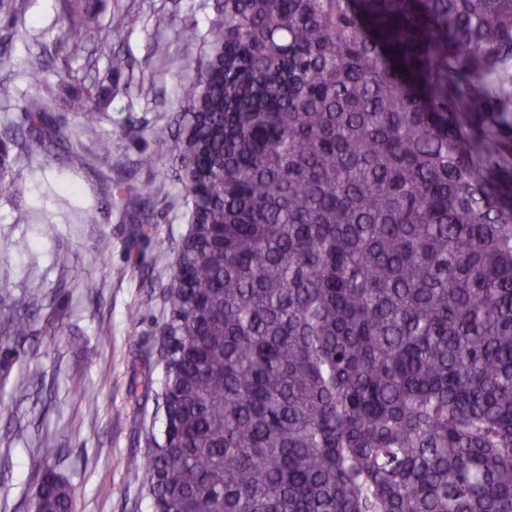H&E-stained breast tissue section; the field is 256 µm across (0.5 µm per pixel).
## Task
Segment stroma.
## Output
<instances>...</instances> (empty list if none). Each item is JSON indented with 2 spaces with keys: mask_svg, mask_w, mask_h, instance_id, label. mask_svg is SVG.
<instances>
[{
  "mask_svg": "<svg viewBox=\"0 0 512 512\" xmlns=\"http://www.w3.org/2000/svg\"><path fill=\"white\" fill-rule=\"evenodd\" d=\"M100 2V31L65 61L53 44L63 0H0V45L9 49L0 65V140L11 153L20 150L13 136L36 97L21 70L37 56L51 82L67 68L111 89L101 124L80 136L85 151L99 136L125 137L109 176L72 170L60 148L18 161V193L0 195V315L31 291L43 319L59 328L52 337L36 324L19 358L0 345V398L14 410L13 419L0 418V512H28L43 461L72 486L74 512H153L143 474L128 471L125 461L165 437L164 296L190 229V205L170 169L178 138L161 143L152 132L173 123L177 93L206 54L216 0ZM118 13L137 22L113 35ZM189 24L195 37L188 41ZM66 183L77 194L62 192ZM146 186L151 196H142ZM99 207L105 219L88 220ZM102 237L111 242L103 255L96 251ZM19 239L27 250L14 249ZM89 279L98 284L93 298L83 288ZM90 396L98 409L93 420L85 415Z\"/></svg>",
  "mask_w": 512,
  "mask_h": 512,
  "instance_id": "35a3bbf8",
  "label": "stroma"
}]
</instances>
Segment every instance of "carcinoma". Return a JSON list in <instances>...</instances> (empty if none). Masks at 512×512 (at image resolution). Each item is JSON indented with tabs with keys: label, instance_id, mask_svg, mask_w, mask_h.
<instances>
[{
	"label": "carcinoma",
	"instance_id": "1",
	"mask_svg": "<svg viewBox=\"0 0 512 512\" xmlns=\"http://www.w3.org/2000/svg\"><path fill=\"white\" fill-rule=\"evenodd\" d=\"M96 21L70 0L66 55ZM207 46L177 99L172 427L127 463L155 512H512V0H217ZM25 77V152L87 165L101 91ZM15 307L1 337L39 319ZM38 470L30 512H73Z\"/></svg>",
	"mask_w": 512,
	"mask_h": 512
}]
</instances>
